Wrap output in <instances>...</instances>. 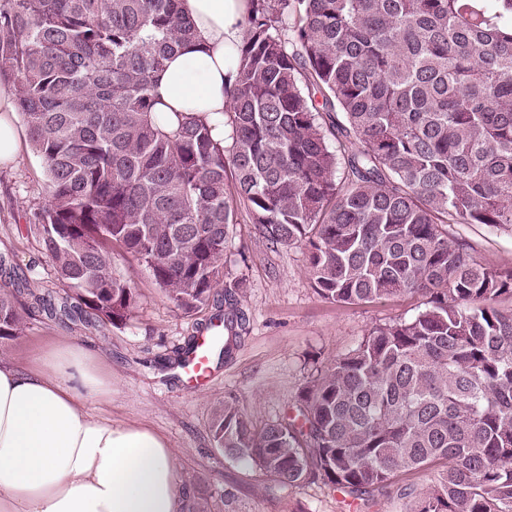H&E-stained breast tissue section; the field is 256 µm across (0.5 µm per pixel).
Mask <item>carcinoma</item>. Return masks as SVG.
Segmentation results:
<instances>
[{
  "label": "carcinoma",
  "instance_id": "1",
  "mask_svg": "<svg viewBox=\"0 0 512 512\" xmlns=\"http://www.w3.org/2000/svg\"><path fill=\"white\" fill-rule=\"evenodd\" d=\"M194 36L179 0H0V75L46 177L28 228L66 288L1 287L0 345L37 311L125 324L139 297L120 251L181 312L224 307L229 358L247 316L224 250L245 213L271 247H303L321 298L422 308L313 367L259 429L224 400L214 447L365 510L512 512V270L448 237L512 230V0H250L226 145L152 112ZM418 470L433 482L400 483Z\"/></svg>",
  "mask_w": 512,
  "mask_h": 512
}]
</instances>
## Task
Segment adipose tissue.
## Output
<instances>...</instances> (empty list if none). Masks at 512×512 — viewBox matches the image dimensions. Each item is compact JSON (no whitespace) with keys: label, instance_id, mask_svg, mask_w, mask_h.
<instances>
[{"label":"adipose tissue","instance_id":"1","mask_svg":"<svg viewBox=\"0 0 512 512\" xmlns=\"http://www.w3.org/2000/svg\"><path fill=\"white\" fill-rule=\"evenodd\" d=\"M196 36L165 63L153 89L156 112L193 113L224 137L225 91L237 76L249 0H179ZM27 136L16 92L0 78V168ZM43 368L0 361V512H181L174 456L158 432L93 416L112 380L69 343L45 350Z\"/></svg>","mask_w":512,"mask_h":512}]
</instances>
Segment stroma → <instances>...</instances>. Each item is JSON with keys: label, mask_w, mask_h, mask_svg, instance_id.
I'll return each instance as SVG.
<instances>
[{"label": "stroma", "mask_w": 512, "mask_h": 512, "mask_svg": "<svg viewBox=\"0 0 512 512\" xmlns=\"http://www.w3.org/2000/svg\"><path fill=\"white\" fill-rule=\"evenodd\" d=\"M40 158L24 149L0 171V261L43 293L64 295L51 258L26 229L28 216L44 200ZM449 236L465 238L481 263L512 268V231L482 224H455ZM303 249H269L248 216L234 225L224 254L227 280L241 282L238 295L249 318L241 344L228 359H214L208 382L193 387L169 356L200 335L218 315L209 307L188 316L156 285L149 270L128 255L114 258L117 278L139 294L126 324L59 321L36 313L22 336L0 348V360L34 366L47 346L64 341L98 359L112 377V394L91 412L150 427L167 440L177 465L182 512H357L351 498L322 482L283 488L256 465L233 460L213 448L209 423L225 397L254 426L279 416L303 385L312 357L328 360L347 352L375 325L411 317L419 298H394L375 305H340L320 298L306 273Z\"/></svg>", "instance_id": "stroma-1"}]
</instances>
